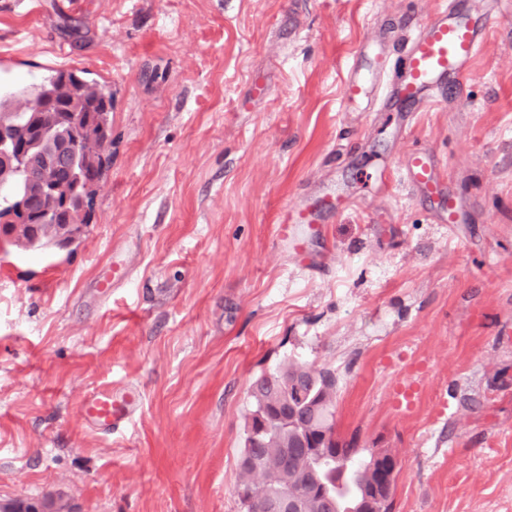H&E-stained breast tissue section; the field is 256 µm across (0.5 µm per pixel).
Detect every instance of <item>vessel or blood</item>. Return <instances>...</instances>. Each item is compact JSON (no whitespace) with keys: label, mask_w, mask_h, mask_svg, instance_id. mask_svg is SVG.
<instances>
[{"label":"vessel or blood","mask_w":512,"mask_h":512,"mask_svg":"<svg viewBox=\"0 0 512 512\" xmlns=\"http://www.w3.org/2000/svg\"><path fill=\"white\" fill-rule=\"evenodd\" d=\"M487 26L471 16L462 0H442L440 8L413 36L394 67H380L388 78L385 96L424 106L471 74V64L481 52ZM368 84L354 74L343 79L342 101L352 104L366 96ZM409 178L430 191L438 188V174L424 157L412 156L406 163ZM82 409L89 426L98 430L119 429L127 420L126 406L113 399L111 391L88 395Z\"/></svg>","instance_id":"vessel-or-blood-1"}]
</instances>
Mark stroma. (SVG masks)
I'll use <instances>...</instances> for the list:
<instances>
[{
	"label": "stroma",
	"instance_id": "stroma-1",
	"mask_svg": "<svg viewBox=\"0 0 512 512\" xmlns=\"http://www.w3.org/2000/svg\"><path fill=\"white\" fill-rule=\"evenodd\" d=\"M78 2L0 0V88L81 68L112 95L80 239L0 243V503L243 512L249 386L288 358L336 368V430L395 454L394 512H512V19L466 0L470 78L407 116L341 81L439 0ZM292 208L320 215L300 251ZM104 388L133 397L109 435L81 414ZM368 84L362 78L347 72L343 79L342 99L343 104H352L366 96ZM406 171L417 186L430 191L438 189V174L431 162L424 157L412 156L406 163Z\"/></svg>",
	"mask_w": 512,
	"mask_h": 512
}]
</instances>
